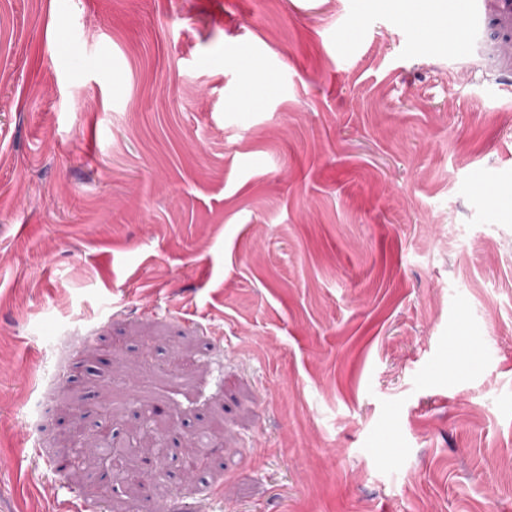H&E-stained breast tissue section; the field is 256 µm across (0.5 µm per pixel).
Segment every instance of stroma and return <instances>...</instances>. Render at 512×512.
Returning <instances> with one entry per match:
<instances>
[{
	"label": "stroma",
	"instance_id": "stroma-1",
	"mask_svg": "<svg viewBox=\"0 0 512 512\" xmlns=\"http://www.w3.org/2000/svg\"><path fill=\"white\" fill-rule=\"evenodd\" d=\"M430 3L0 0V512H512V0ZM161 449L154 446L153 439L147 433L136 432L128 437L125 446L122 447H116L101 439L99 441L93 439L90 442L89 453L84 450L83 454L84 462L88 464H102L106 457L112 458V481L121 486L132 487L139 484V479L137 472L130 470L126 465V457L133 455L130 451L134 450L138 451L139 454L152 455V451Z\"/></svg>",
	"mask_w": 512,
	"mask_h": 512
}]
</instances>
